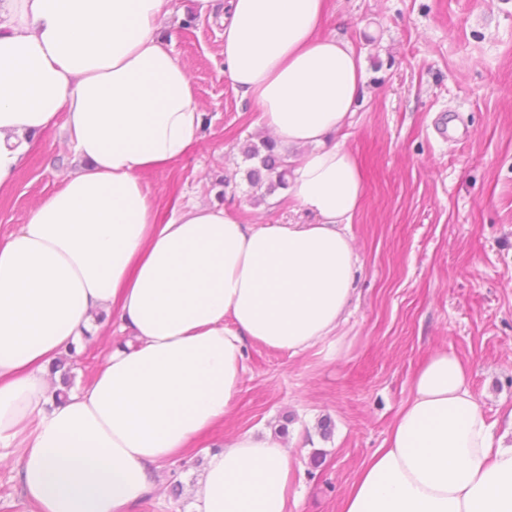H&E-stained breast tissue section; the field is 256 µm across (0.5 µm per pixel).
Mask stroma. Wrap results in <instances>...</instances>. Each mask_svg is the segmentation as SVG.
I'll use <instances>...</instances> for the list:
<instances>
[{
  "label": "stroma",
  "mask_w": 512,
  "mask_h": 512,
  "mask_svg": "<svg viewBox=\"0 0 512 512\" xmlns=\"http://www.w3.org/2000/svg\"><path fill=\"white\" fill-rule=\"evenodd\" d=\"M226 5L216 0L200 18L194 0H174L161 34L187 66L206 123L179 163L144 180L164 215L179 201L214 200L211 184L226 175L224 207L241 223L311 222L287 191L253 201L242 147L259 141L263 123L224 73ZM323 31L347 37L367 79L343 140L364 176L348 228L362 268L343 353L251 346L233 414L163 470L164 490L137 512H188V495L171 487L194 484L206 452L236 432L282 425L296 441L297 512H338L439 347L463 360L496 434L512 439V0H327ZM446 124L466 138L442 136ZM72 165L60 128L39 134L0 193V231L24 223Z\"/></svg>",
  "instance_id": "stroma-1"
}]
</instances>
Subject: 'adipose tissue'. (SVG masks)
<instances>
[{
  "label": "adipose tissue",
  "instance_id": "ef3b65f1",
  "mask_svg": "<svg viewBox=\"0 0 512 512\" xmlns=\"http://www.w3.org/2000/svg\"><path fill=\"white\" fill-rule=\"evenodd\" d=\"M172 0H0V191L38 133L63 125L80 165L0 234V460L38 512H135L163 466L230 416L248 347L340 353L364 190L331 144L365 65L320 34L325 0H229L224 72L292 159L311 224H243L217 202L160 219L146 174L201 139L195 84L160 37ZM108 336L94 380L55 402L51 366ZM454 351L432 352L339 512H512V445ZM297 453L234 434L208 453L190 512H288Z\"/></svg>",
  "mask_w": 512,
  "mask_h": 512
}]
</instances>
